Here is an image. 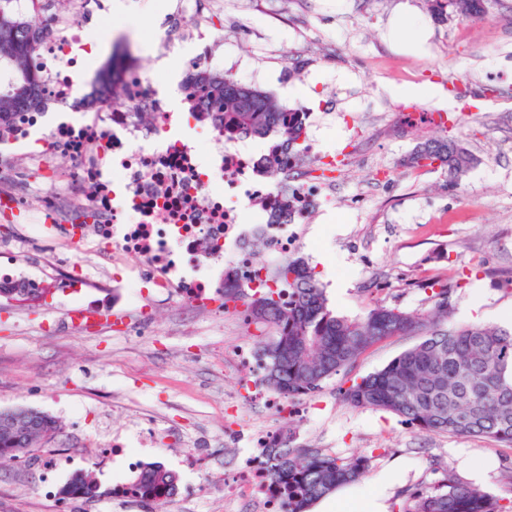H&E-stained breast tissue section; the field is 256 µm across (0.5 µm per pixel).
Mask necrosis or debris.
Returning a JSON list of instances; mask_svg holds the SVG:
<instances>
[{"label":"necrosis or debris","mask_w":512,"mask_h":512,"mask_svg":"<svg viewBox=\"0 0 512 512\" xmlns=\"http://www.w3.org/2000/svg\"><path fill=\"white\" fill-rule=\"evenodd\" d=\"M70 17L57 18L45 31L44 46L34 61L38 81L53 104L67 106L81 87L75 78L96 46L97 21L107 26L110 0H72ZM173 14L183 42L194 50L195 68L218 66L236 76L238 65L225 60L222 42L204 28L198 0H174ZM166 75L130 73L111 108L78 117L46 112L24 115L4 138L12 158L25 160L29 179L25 191L0 190V215L19 212L32 239L52 238L77 243L82 228L61 224L56 213L87 214L96 228L93 247L114 263L137 259L138 265L123 288H105L70 310L69 322H86L123 296L124 288L148 282L168 300L199 311L221 309L224 267L232 264L257 270L246 244L260 237L274 259L301 245V230L309 216L329 200L325 192L336 165L322 152L316 138L305 141L300 156L283 158L279 176L261 172L260 162L272 156L279 143L271 138L255 146L216 127L194 97V86L178 79L185 109L174 112L165 90ZM143 112L154 122L140 121ZM64 153L67 169L49 177L64 192L63 199L41 197L29 208L24 197L37 192L42 170L52 156ZM287 206L288 221L274 224L270 215ZM244 369L238 381L239 398L263 401L274 412L285 399L261 380L262 364L249 349H240ZM224 495L252 501L258 512H285L272 479L267 457L248 454L241 466L224 479Z\"/></svg>","instance_id":"4bbe7bcc"}]
</instances>
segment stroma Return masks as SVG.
Here are the masks:
<instances>
[{
    "label": "stroma",
    "mask_w": 512,
    "mask_h": 512,
    "mask_svg": "<svg viewBox=\"0 0 512 512\" xmlns=\"http://www.w3.org/2000/svg\"><path fill=\"white\" fill-rule=\"evenodd\" d=\"M165 0H112V25L92 59L100 67L119 37L131 41V63L149 67L154 32L166 27ZM210 30L227 57L242 61V83L289 104L308 103L311 132L336 153L332 206L303 227L302 257L326 290L342 288L337 314H363L373 302L409 312L430 307L427 283L452 290L453 323L495 326L512 306V0H491L472 21L438 23L426 0H224ZM464 86L456 98L453 86ZM441 111L444 127L394 132L406 112ZM461 139L478 163L456 187L441 170L404 166L423 141ZM17 258L32 267L51 260V273L74 275V251L26 237L8 225ZM55 305L14 304L0 296V410L29 407L54 417L58 435L24 458L0 459V512H59L34 495L50 454H86L132 423H161L153 460L178 476L168 512H252L250 502L224 501V473L256 452L254 435H291L298 448L343 458L364 455L372 475L391 473L387 512H399L407 491L429 489L451 475L467 482L484 470L482 489L512 499V447L479 437L424 433L396 415L345 404L335 376L295 401L286 418L257 402L241 403L251 437H241L224 403L239 375L238 348L259 350L256 325L234 312L204 315L145 294L135 307L117 306L112 320L70 331ZM416 337L398 336L367 349L351 371L382 369ZM199 438L206 470L186 463L177 439ZM100 490L72 498L68 512H156L151 504L112 497L129 479L122 462L90 469Z\"/></svg>",
    "instance_id": "stroma-1"
}]
</instances>
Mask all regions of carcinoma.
Segmentation results:
<instances>
[{
  "instance_id": "1",
  "label": "carcinoma",
  "mask_w": 512,
  "mask_h": 512,
  "mask_svg": "<svg viewBox=\"0 0 512 512\" xmlns=\"http://www.w3.org/2000/svg\"><path fill=\"white\" fill-rule=\"evenodd\" d=\"M12 0H0V66L12 72V81L0 88V137L7 134L24 112H39L47 101L32 73V62L43 44L44 26L16 16ZM431 17L442 22L454 14L479 20L488 0H427ZM203 91L202 106L212 120L239 136L266 138L284 131L281 154L295 156L305 134L308 113L284 111L273 95L207 69L193 74ZM429 151L441 161L450 185L477 162L454 138H434L420 145L406 163L419 165ZM264 286L252 290L243 284L237 268L224 273V290L242 291L244 320L274 332L260 350L267 359L264 382L275 393L294 400L321 388L324 380L349 373L371 346L395 336H420L381 370L352 379L340 387L343 401L355 408L395 414L425 432L474 436L512 447V330L481 324L447 328L452 289L430 284L431 306L410 313L375 302L364 315L347 317L329 306L315 272L300 257H288L264 268ZM60 430L48 416L46 434L25 440L0 435V448H32ZM270 472L288 500V512H309L311 506L336 489L354 483L370 469V459H344L319 448H294L280 441L268 449ZM176 475L160 464L145 467L133 484L134 495L161 508L174 495ZM97 497L91 475L78 474L65 487ZM404 512H512V500L500 502L479 487L452 477L428 491L409 494Z\"/></svg>"
}]
</instances>
